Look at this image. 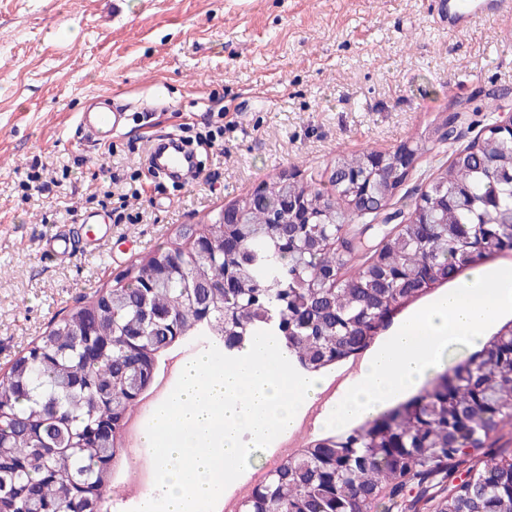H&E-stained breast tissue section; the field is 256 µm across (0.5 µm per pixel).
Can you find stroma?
<instances>
[{
  "label": "stroma",
  "mask_w": 512,
  "mask_h": 512,
  "mask_svg": "<svg viewBox=\"0 0 512 512\" xmlns=\"http://www.w3.org/2000/svg\"><path fill=\"white\" fill-rule=\"evenodd\" d=\"M114 91L132 119L111 149L83 144L77 112ZM458 112V137L438 140ZM511 113L512 19L451 33L435 0H0V374L137 257L257 184L289 174L324 185L340 157L422 139L430 151L392 200L406 209L440 163ZM219 119L222 145L197 142ZM170 132L193 142L201 178L151 176L131 195L151 139ZM36 163L48 188L24 191ZM120 193L126 220L91 250L75 211L111 222ZM59 229L71 258L41 250ZM208 347L169 351L136 423L175 387L180 363ZM151 460L124 438L109 512H132L127 481Z\"/></svg>",
  "instance_id": "obj_1"
}]
</instances>
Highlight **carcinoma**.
Wrapping results in <instances>:
<instances>
[{
    "mask_svg": "<svg viewBox=\"0 0 512 512\" xmlns=\"http://www.w3.org/2000/svg\"><path fill=\"white\" fill-rule=\"evenodd\" d=\"M371 174L366 155L336 161L329 192L283 177L239 201L241 223L217 215L193 224L165 247L130 264L113 282L71 309L0 378V512H35L23 495L34 485L44 512H102L124 419L139 402L127 386L136 368L147 380L160 357L194 336L234 356L258 331L281 341L308 372L361 350L375 318L453 278L477 247L512 233V138L486 132L440 166L406 212L387 211L410 172L385 155ZM301 198L310 220L288 223L284 202ZM405 223L381 240L347 277L350 257L327 242L361 217ZM205 236L209 253L191 244ZM339 273L336 284L319 282ZM240 287H217L224 275ZM109 342L96 361L88 339ZM426 403L380 414L329 436L281 463L244 501L243 512H363L381 492L442 472L448 493L435 512H512V448L470 459L512 424V330L502 327L466 359L449 364ZM108 427L112 436H99ZM467 465L465 476L458 468Z\"/></svg>",
    "mask_w": 512,
    "mask_h": 512,
    "instance_id": "cac0c4a2",
    "label": "carcinoma"
}]
</instances>
